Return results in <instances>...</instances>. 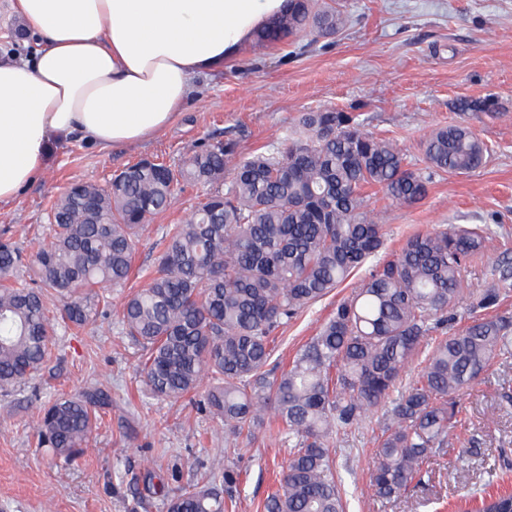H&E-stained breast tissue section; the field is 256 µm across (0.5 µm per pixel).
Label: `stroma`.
Masks as SVG:
<instances>
[{
    "mask_svg": "<svg viewBox=\"0 0 512 512\" xmlns=\"http://www.w3.org/2000/svg\"><path fill=\"white\" fill-rule=\"evenodd\" d=\"M345 28L316 41L248 48L218 73L194 79L176 120L131 145L99 150L81 141L54 145L45 170L0 205V236L27 247L50 241L51 202L72 182L106 185L113 173L142 159L171 165L216 139L233 138L241 154L283 136L300 113L350 112L366 130L392 140L412 167L425 165L421 145L436 128L463 123L489 148L483 166L433 177L419 203L375 201L383 247L340 287L305 308L277 333L274 361L289 363L372 269L418 233L451 225H490L495 235L469 263L464 286L474 293L499 285L503 258L512 257V0H328ZM200 194L186 188L170 209L153 216L135 265L147 271L157 242ZM126 290L95 325L59 332L53 357L36 379L0 391V512H166L149 476L171 487L199 467L220 463L238 474L231 493L238 512H265L266 497L288 458L274 417L237 451L224 446V422L151 394L137 373L142 350L122 332L118 313ZM107 383L112 412L96 430L90 453L66 463L37 444L45 403L59 394ZM459 423L447 458L426 465L423 482L400 499L378 501L364 489L376 460L375 420L347 429L337 442L336 470L346 512H452L462 496L512 489V361H493L480 385L457 401Z\"/></svg>",
    "mask_w": 512,
    "mask_h": 512,
    "instance_id": "35a3bbf8",
    "label": "stroma"
}]
</instances>
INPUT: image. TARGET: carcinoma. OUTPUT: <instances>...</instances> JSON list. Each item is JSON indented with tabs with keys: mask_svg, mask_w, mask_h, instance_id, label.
I'll return each instance as SVG.
<instances>
[{
	"mask_svg": "<svg viewBox=\"0 0 512 512\" xmlns=\"http://www.w3.org/2000/svg\"><path fill=\"white\" fill-rule=\"evenodd\" d=\"M345 25L319 0L288 8L254 37L268 48L301 35L324 37ZM247 156L233 139L192 153L178 169L140 160L105 186L71 185L51 205L52 241L31 254L0 238V390L44 370L59 323L82 329L111 305L112 290L134 272L135 247L148 217L167 210L185 185L217 186L184 221L169 225L160 255L121 310L127 335L143 351L146 385L177 402L211 380L201 407L224 420L225 440L254 434L274 409L278 432L292 441L266 512H344L336 475L340 433L385 408L369 478L372 496L403 495L422 466L445 452L457 423L455 399L478 385L494 359H512V318H475L444 336L422 372H401L454 310L464 266L486 248L487 225H451L410 237L336 307L286 367L269 368L278 329L342 284L383 246L367 211L369 192L414 204L440 173L480 167L487 146L461 124L423 143L427 166L409 167L388 139L347 112L302 113L283 138ZM481 292L488 308L512 294ZM55 296L60 308L48 306ZM112 408L100 386L61 396L43 410L38 441L66 460L87 452L93 428ZM167 512H228L216 476L170 493L151 485ZM483 512H512V494L481 501Z\"/></svg>",
	"mask_w": 512,
	"mask_h": 512,
	"instance_id": "carcinoma-1",
	"label": "carcinoma"
}]
</instances>
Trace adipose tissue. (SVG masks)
Returning <instances> with one entry per match:
<instances>
[{
  "label": "adipose tissue",
  "mask_w": 512,
  "mask_h": 512,
  "mask_svg": "<svg viewBox=\"0 0 512 512\" xmlns=\"http://www.w3.org/2000/svg\"><path fill=\"white\" fill-rule=\"evenodd\" d=\"M32 56L0 58V203L46 167L54 144L99 149L165 129L195 77L222 70L286 0H7Z\"/></svg>",
  "instance_id": "adipose-tissue-1"
}]
</instances>
